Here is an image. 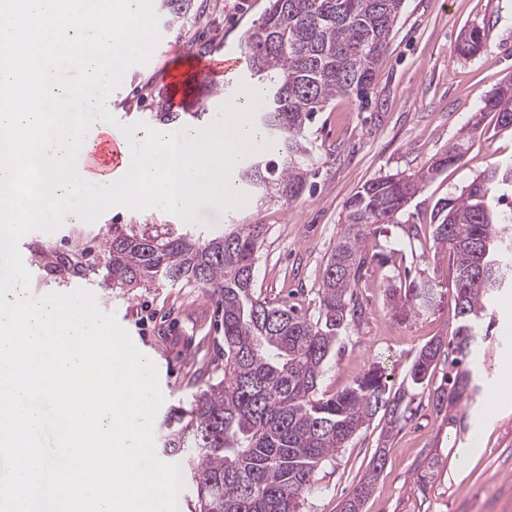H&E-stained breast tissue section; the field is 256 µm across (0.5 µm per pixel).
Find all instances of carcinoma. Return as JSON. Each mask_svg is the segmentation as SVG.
<instances>
[{
	"instance_id": "obj_1",
	"label": "carcinoma",
	"mask_w": 512,
	"mask_h": 512,
	"mask_svg": "<svg viewBox=\"0 0 512 512\" xmlns=\"http://www.w3.org/2000/svg\"><path fill=\"white\" fill-rule=\"evenodd\" d=\"M404 0H270L249 29L245 53L263 103L255 125L267 151L255 152L237 172L239 187H252L282 201L299 199L312 170L309 125L339 95L364 98L384 63L385 49ZM485 33L474 27L458 51L474 55ZM499 130L512 129V78L500 85L475 115ZM456 144L432 168L417 175L389 174L361 187L345 204V227L327 261L314 315L290 301L255 294L258 251L267 229L240 224L202 242L185 234L171 239L138 235L119 227L105 263L114 288L159 282L194 285L224 309V376L191 396L189 420H169L163 452L178 458L182 478L193 487L194 512H300L316 471L346 448L382 412L395 430L409 419L407 391L393 392L374 365L332 395L319 390L323 368L362 307L356 296L362 270L375 259L363 244L372 226L396 224L408 202L433 172L456 164ZM512 161L495 164L440 205L433 224L411 225L412 237L429 236L449 256L456 317L450 349L439 340L424 345L409 373L422 386L439 359L455 373L432 394L437 415L448 417L474 390L470 369L457 366L473 354L479 317L491 293L512 288ZM391 312L405 321L437 303L430 279L388 289ZM375 475L360 481L340 512H362Z\"/></svg>"
}]
</instances>
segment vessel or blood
<instances>
[{
    "mask_svg": "<svg viewBox=\"0 0 512 512\" xmlns=\"http://www.w3.org/2000/svg\"><path fill=\"white\" fill-rule=\"evenodd\" d=\"M218 68L222 79L217 89L224 91L226 99H234L236 90L246 82L242 58L225 57ZM131 162V147L122 132L106 122H94L79 151L78 167L84 180L93 184L115 182L127 173Z\"/></svg>",
    "mask_w": 512,
    "mask_h": 512,
    "instance_id": "1",
    "label": "vessel or blood"
}]
</instances>
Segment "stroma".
Instances as JSON below:
<instances>
[{
  "label": "stroma",
  "mask_w": 512,
  "mask_h": 512,
  "mask_svg": "<svg viewBox=\"0 0 512 512\" xmlns=\"http://www.w3.org/2000/svg\"><path fill=\"white\" fill-rule=\"evenodd\" d=\"M269 0H193L188 13L159 21L162 38L153 66H132L110 95L109 112L122 124L154 126L164 78L183 76V109L206 108L222 118V98L198 79L193 63L233 51L243 53L247 31ZM486 34L479 53H458L461 34L472 27ZM512 77V0H405L386 57L368 101L339 96L318 113L309 130L315 171L294 202H265L250 193L239 208L197 210L190 224L158 208L119 205L95 222L65 223L52 233L27 238L30 285L42 294L91 291L98 306L115 313L135 347L156 366L164 401L154 420L165 432L169 412L188 407L198 375L224 372V340L215 301L202 289L158 283L130 291L106 278L107 248L119 225L162 237L190 234L203 239L237 224L267 228L255 270V291L271 301L291 298L314 306L325 264L344 228L346 201L368 181L385 175L426 171L453 144L464 143L460 163L441 170L411 200L398 223L368 235L369 252L387 254L371 262L357 288L363 317L348 326L330 357L321 389L334 394L373 363L384 367L390 387H399L419 350L430 340L450 341L456 326L447 269L438 268L432 240L410 241L408 228L432 220L435 204L458 196L479 174L512 159V131H475L469 121L485 99ZM82 256L76 274L64 262ZM434 276L443 293L428 314L399 321L387 305L388 286ZM494 320L480 336L472 364L478 390L451 412L437 416L428 388L449 373L438 363L428 388L411 392L412 415L388 431L376 415L349 447L340 449L316 475L301 512H339L343 499L366 475L378 450L386 462L362 512H512V290L488 302ZM495 412H488L489 402ZM476 446L470 458L461 451Z\"/></svg>",
  "instance_id": "stroma-1"
}]
</instances>
